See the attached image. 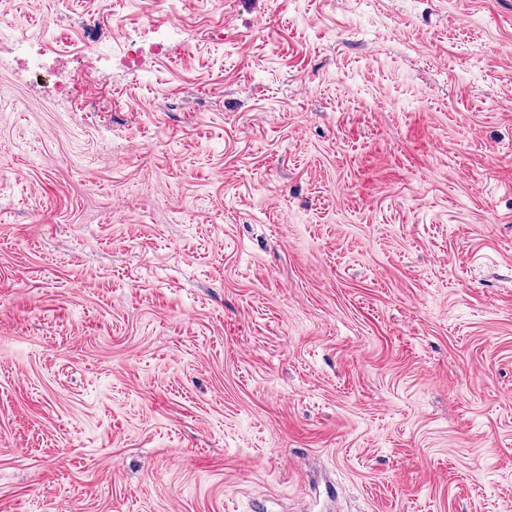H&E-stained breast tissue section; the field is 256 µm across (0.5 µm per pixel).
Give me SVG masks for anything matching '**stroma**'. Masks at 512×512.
<instances>
[{"mask_svg":"<svg viewBox=\"0 0 512 512\" xmlns=\"http://www.w3.org/2000/svg\"><path fill=\"white\" fill-rule=\"evenodd\" d=\"M16 20L0 512H512V0Z\"/></svg>","mask_w":512,"mask_h":512,"instance_id":"35a3bbf8","label":"stroma"}]
</instances>
